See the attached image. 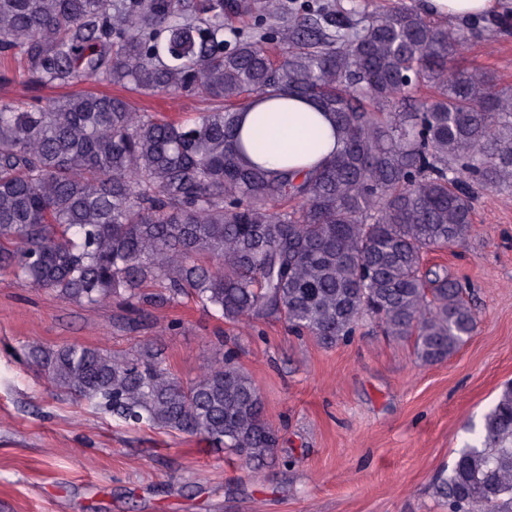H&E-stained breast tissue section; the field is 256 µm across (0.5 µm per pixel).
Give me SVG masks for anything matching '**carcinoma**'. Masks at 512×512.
Masks as SVG:
<instances>
[{
    "mask_svg": "<svg viewBox=\"0 0 512 512\" xmlns=\"http://www.w3.org/2000/svg\"><path fill=\"white\" fill-rule=\"evenodd\" d=\"M473 21L297 0H0V52L44 88L107 82L198 96L191 121L80 90L0 99V268L138 323L189 301L333 347L365 323L445 362L477 329L466 289L424 257L464 242L475 189L512 192V88L456 67ZM428 90L413 112L393 108ZM296 94L342 147L300 175L243 160L240 112ZM57 389L124 424L199 437L252 470L277 430L225 351L184 383L149 345H35ZM437 492L448 512H512V383L469 428Z\"/></svg>",
    "mask_w": 512,
    "mask_h": 512,
    "instance_id": "obj_1",
    "label": "carcinoma"
}]
</instances>
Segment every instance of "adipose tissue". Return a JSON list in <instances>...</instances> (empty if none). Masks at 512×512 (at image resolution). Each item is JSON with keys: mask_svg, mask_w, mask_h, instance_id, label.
Segmentation results:
<instances>
[{"mask_svg": "<svg viewBox=\"0 0 512 512\" xmlns=\"http://www.w3.org/2000/svg\"><path fill=\"white\" fill-rule=\"evenodd\" d=\"M512 0H420L422 12L443 20L493 17ZM265 127H258V118ZM247 163L267 169L287 167L312 170L333 157L341 147L332 114L311 98L280 95L255 98L240 115Z\"/></svg>", "mask_w": 512, "mask_h": 512, "instance_id": "1", "label": "adipose tissue"}]
</instances>
